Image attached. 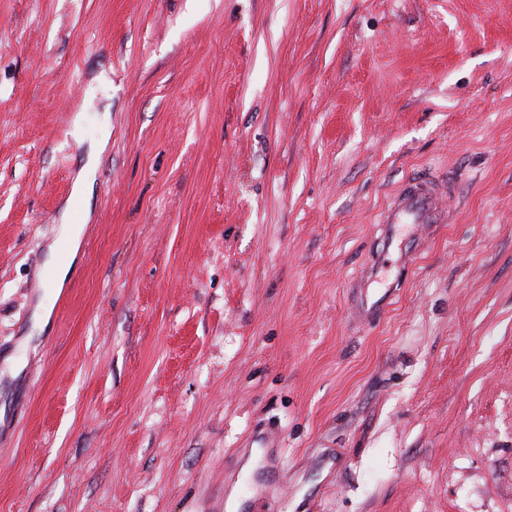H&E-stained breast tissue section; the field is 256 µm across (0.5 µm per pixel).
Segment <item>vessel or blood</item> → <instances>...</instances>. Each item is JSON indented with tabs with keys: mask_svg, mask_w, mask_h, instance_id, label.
<instances>
[{
	"mask_svg": "<svg viewBox=\"0 0 512 512\" xmlns=\"http://www.w3.org/2000/svg\"><path fill=\"white\" fill-rule=\"evenodd\" d=\"M453 192L452 183L444 176L423 171L408 175L376 216L386 240H393L406 226L445 223L446 201Z\"/></svg>",
	"mask_w": 512,
	"mask_h": 512,
	"instance_id": "1",
	"label": "vessel or blood"
}]
</instances>
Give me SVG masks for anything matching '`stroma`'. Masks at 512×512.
<instances>
[{
    "label": "stroma",
    "mask_w": 512,
    "mask_h": 512,
    "mask_svg": "<svg viewBox=\"0 0 512 512\" xmlns=\"http://www.w3.org/2000/svg\"><path fill=\"white\" fill-rule=\"evenodd\" d=\"M421 168L448 221L360 323ZM239 483L240 512H512V0H0V512ZM453 192L454 186L443 175L424 171L408 175L376 215L375 224H382L385 242L390 244L405 226L444 224L446 200ZM63 233L66 238L72 242V247L65 254L59 253L54 247L50 248L48 263L52 265L57 272L58 285L61 286L68 277L70 268L77 256L80 240L84 227L80 224H62Z\"/></svg>",
    "instance_id": "1"
}]
</instances>
